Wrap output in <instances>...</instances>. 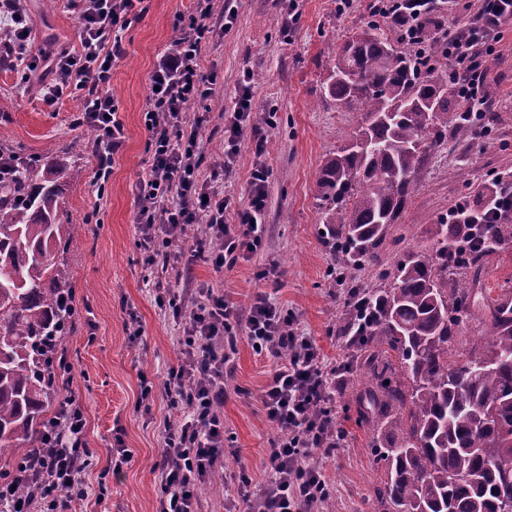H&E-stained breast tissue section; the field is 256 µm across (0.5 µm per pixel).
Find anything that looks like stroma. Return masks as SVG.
Returning a JSON list of instances; mask_svg holds the SVG:
<instances>
[{
    "label": "stroma",
    "instance_id": "stroma-1",
    "mask_svg": "<svg viewBox=\"0 0 512 512\" xmlns=\"http://www.w3.org/2000/svg\"><path fill=\"white\" fill-rule=\"evenodd\" d=\"M32 19L31 50L58 46L77 49L79 16L68 0H25ZM147 11L123 35V55L112 66L109 91L118 102L126 141L116 154L105 187H97L96 165L85 145L88 127L77 124L79 98L47 108L41 98L39 74L0 68V145L28 158H41L48 147L68 152L81 167L80 179L63 181L60 218L83 227L64 256L82 320L68 336L72 376L61 396L75 397L86 417V442L94 461L82 474L87 495L81 512H155L160 458L166 423L180 419L161 387L176 363L183 330L169 309L160 307L154 284L174 280L175 268L143 262L137 247L135 192L149 172L148 135L144 112L150 76L159 52L169 48L176 17L189 15L193 0H147ZM366 0H353L338 11L337 0H214L216 15L229 26L202 50L206 70L218 81L206 99L189 105V119H202V176L234 201H246L255 163L267 169L269 232L260 250L239 259L223 272L195 263V284L236 308H247L264 295L293 315L294 326L309 336L325 359L342 354L344 297L335 281L334 252L326 242L324 214L318 205L317 177L324 159L345 144L360 115L337 109L324 86L333 67L332 50L370 19ZM498 56L489 62L486 114L491 132L480 139L448 134L418 175L416 189L390 236L401 247L385 245L381 259L395 263L403 251L425 249L434 242L436 224L460 199L482 203L492 187L493 173L512 168V30L506 31ZM251 72L256 125L266 138L265 152L256 155L252 134H245L230 171L213 177L224 143V115L241 93L244 72ZM272 121H265L266 113ZM268 277H261V270ZM137 315L143 335L130 338L127 322ZM233 373L225 378L224 468L222 489L203 494V512H244L236 475L246 471L253 487L265 480L262 461L276 430L266 422L260 397L277 361L257 354L246 338L230 352ZM157 388L150 403L141 401V378ZM355 376L336 389V417L346 440L335 457L325 459L332 490L329 512H383L375 488L385 464L368 446L359 426ZM122 436L132 459L110 473L109 450Z\"/></svg>",
    "mask_w": 512,
    "mask_h": 512
}]
</instances>
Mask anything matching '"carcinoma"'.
<instances>
[{
	"instance_id": "1",
	"label": "carcinoma",
	"mask_w": 512,
	"mask_h": 512,
	"mask_svg": "<svg viewBox=\"0 0 512 512\" xmlns=\"http://www.w3.org/2000/svg\"><path fill=\"white\" fill-rule=\"evenodd\" d=\"M335 60L325 93L363 122L323 161L317 199L336 263L355 271L378 261L448 128L468 134L473 118L448 68L423 69L377 23ZM45 159L19 160L0 179V482L16 487L0 512L27 497L24 463L46 452L47 411L70 364L72 288L57 257L80 225L59 220L58 181L79 171L65 153ZM435 237L382 270L379 287L347 286L368 315L349 308L341 332L367 352L356 401L386 463L377 499L387 512H512V286L481 280L512 224L443 221Z\"/></svg>"
}]
</instances>
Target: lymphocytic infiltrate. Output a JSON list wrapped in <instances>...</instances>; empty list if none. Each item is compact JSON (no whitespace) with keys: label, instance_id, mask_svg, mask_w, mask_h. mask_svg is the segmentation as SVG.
<instances>
[{"label":"lymphocytic infiltrate","instance_id":"obj_1","mask_svg":"<svg viewBox=\"0 0 512 512\" xmlns=\"http://www.w3.org/2000/svg\"><path fill=\"white\" fill-rule=\"evenodd\" d=\"M440 0H369L370 17L390 24L412 53L434 67L426 30ZM21 0H0V22L8 30L0 41V63L23 71L43 70L47 81L42 100L54 106L63 97L80 98V122L93 130L103 160L97 180H108L116 152L125 141L119 106L108 91L112 65L123 53L122 34L146 11L144 0H83L80 10V47L36 55L30 50L31 21ZM512 23V0H478L461 27L444 32L440 50L452 65L451 78L461 88L464 111L480 114L488 108L485 92L488 61ZM169 51L157 59L152 90L144 115L151 155L150 173L137 194L138 246L146 263H155L168 242L180 239L188 225L201 224L207 236L184 244L182 253L208 263L214 270L235 264L257 252L267 236V171L257 165L246 202L211 190L200 172L202 143L198 124L186 119L188 104L205 99L216 83L215 73L201 65L202 44L217 32L212 0H196L194 13L179 18ZM250 92H242L233 110L224 115V159L229 168L241 137L253 117ZM235 209L237 221L225 223ZM452 224L512 222V171L496 173L493 193L481 207L459 203L448 211ZM159 303L168 304L183 325L180 357L169 369L164 395L182 406V419L167 424L157 468L162 493L156 512H200V487L224 467V378L232 374L224 340L232 320L259 353L282 363L265 386L261 398L267 420L276 429L264 462L266 481L252 489L247 475L239 477L243 503H257V512H321L329 496L328 481L319 459L334 456L345 439L336 422L334 390L350 369L346 358L326 361L310 337L293 327V320L269 298L257 297L244 315H237L210 290L158 285ZM63 414L50 426L47 445L56 452L55 479L42 492L46 512H72L86 496L82 472L93 453L84 439L86 419L75 399L62 402Z\"/></svg>","mask_w":512,"mask_h":512}]
</instances>
